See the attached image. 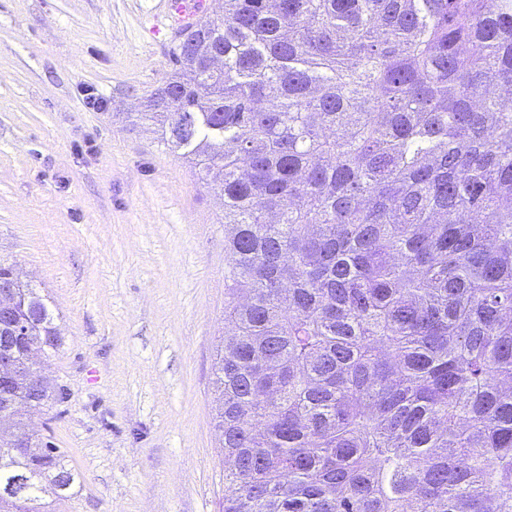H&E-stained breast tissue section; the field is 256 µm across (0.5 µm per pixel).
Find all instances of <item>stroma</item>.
<instances>
[{
  "instance_id": "stroma-1",
  "label": "stroma",
  "mask_w": 512,
  "mask_h": 512,
  "mask_svg": "<svg viewBox=\"0 0 512 512\" xmlns=\"http://www.w3.org/2000/svg\"><path fill=\"white\" fill-rule=\"evenodd\" d=\"M160 0H0V260L43 289L78 474L58 512H220L224 203L131 113L172 68ZM103 100L88 104L87 92Z\"/></svg>"
}]
</instances>
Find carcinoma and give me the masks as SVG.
Listing matches in <instances>:
<instances>
[{"label":"carcinoma","instance_id":"1","mask_svg":"<svg viewBox=\"0 0 512 512\" xmlns=\"http://www.w3.org/2000/svg\"><path fill=\"white\" fill-rule=\"evenodd\" d=\"M187 40L138 120L224 197L223 512H512V0H224ZM52 399L0 390V512L72 495Z\"/></svg>","mask_w":512,"mask_h":512}]
</instances>
